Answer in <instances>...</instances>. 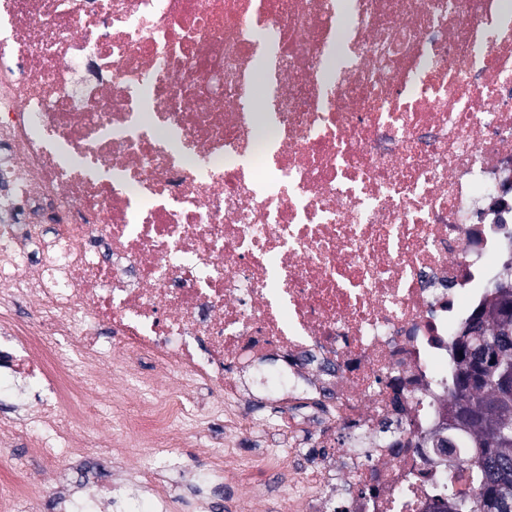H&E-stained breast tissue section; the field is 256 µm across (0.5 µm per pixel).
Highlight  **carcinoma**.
<instances>
[{
	"label": "carcinoma",
	"mask_w": 512,
	"mask_h": 512,
	"mask_svg": "<svg viewBox=\"0 0 512 512\" xmlns=\"http://www.w3.org/2000/svg\"><path fill=\"white\" fill-rule=\"evenodd\" d=\"M512 297V288H500L490 303L482 306L470 323L468 343L455 347L459 373L450 391L448 455L455 450L453 435L464 434L476 457L475 487L460 502L461 512H503L499 481L502 468H509L512 480V444L503 446L498 428L512 440V406L500 403L494 373L512 357L503 355L502 343L512 348V320L499 316L503 296Z\"/></svg>",
	"instance_id": "obj_1"
}]
</instances>
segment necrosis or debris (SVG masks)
Wrapping results in <instances>:
<instances>
[{
    "label": "necrosis or debris",
    "mask_w": 512,
    "mask_h": 512,
    "mask_svg": "<svg viewBox=\"0 0 512 512\" xmlns=\"http://www.w3.org/2000/svg\"><path fill=\"white\" fill-rule=\"evenodd\" d=\"M511 246L512 0H0V382L44 393L0 512L42 494L17 442L204 439L246 512L255 467L279 512H434Z\"/></svg>",
    "instance_id": "necrosis-or-debris-1"
}]
</instances>
